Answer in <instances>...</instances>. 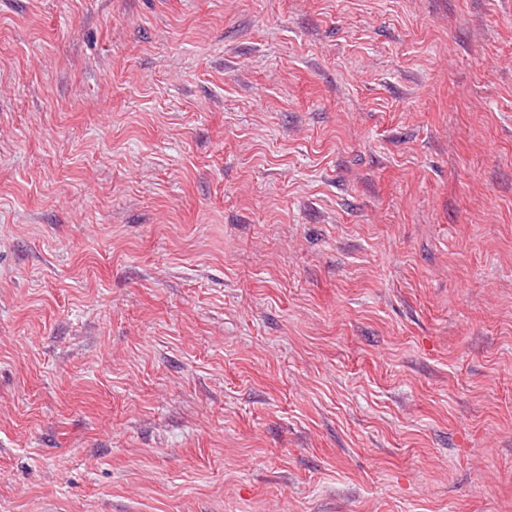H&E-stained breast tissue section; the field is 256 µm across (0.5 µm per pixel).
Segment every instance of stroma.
I'll return each mask as SVG.
<instances>
[{"label":"stroma","instance_id":"obj_1","mask_svg":"<svg viewBox=\"0 0 512 512\" xmlns=\"http://www.w3.org/2000/svg\"><path fill=\"white\" fill-rule=\"evenodd\" d=\"M0 512H512V0H0Z\"/></svg>","mask_w":512,"mask_h":512}]
</instances>
